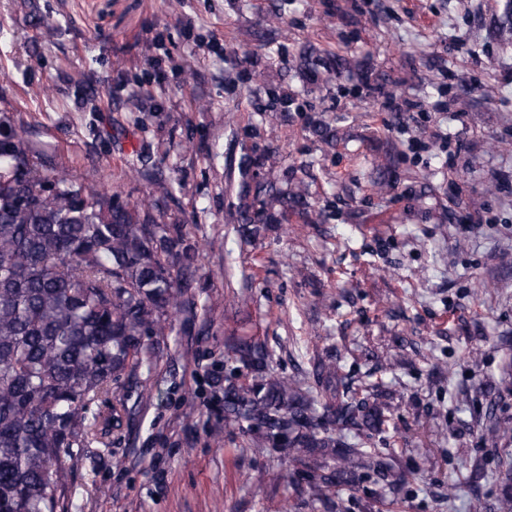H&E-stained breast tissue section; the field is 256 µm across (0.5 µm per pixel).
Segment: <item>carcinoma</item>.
I'll use <instances>...</instances> for the list:
<instances>
[{
    "mask_svg": "<svg viewBox=\"0 0 512 512\" xmlns=\"http://www.w3.org/2000/svg\"><path fill=\"white\" fill-rule=\"evenodd\" d=\"M0 512H66L65 492L89 445L120 426L121 381L151 366L146 336H165L168 317L187 305L195 245L166 222L172 191L140 204L74 180L67 169L42 175L15 116L0 113ZM262 157L238 164L234 220L246 239L292 211L323 223L303 182L284 191ZM273 351L239 338L227 344L233 367L212 379L222 390L224 431L259 455L282 452L307 481L311 502L340 512L342 494L363 475L419 480L427 464L403 470L368 441L383 432L380 384H353L340 354L312 370L328 395L319 405L308 377L271 371ZM112 396L108 412L86 421L89 403ZM486 409L488 432L512 440V425ZM274 464L252 476L261 489L280 482ZM495 512H512V459L496 476Z\"/></svg>",
    "mask_w": 512,
    "mask_h": 512,
    "instance_id": "cac0c4a2",
    "label": "carcinoma"
}]
</instances>
